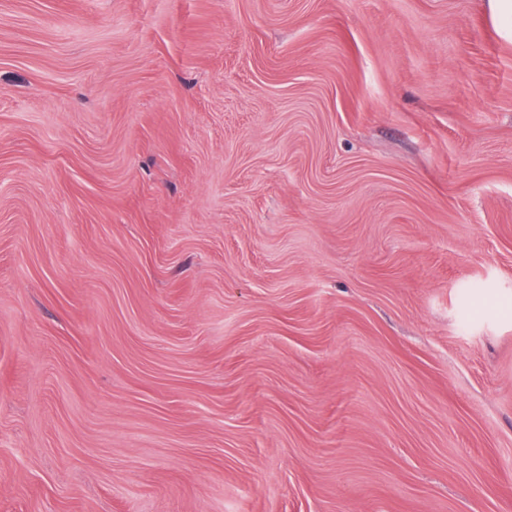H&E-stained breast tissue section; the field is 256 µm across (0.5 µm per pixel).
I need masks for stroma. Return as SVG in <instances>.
<instances>
[{"instance_id":"stroma-1","label":"stroma","mask_w":512,"mask_h":512,"mask_svg":"<svg viewBox=\"0 0 512 512\" xmlns=\"http://www.w3.org/2000/svg\"><path fill=\"white\" fill-rule=\"evenodd\" d=\"M0 512H512V0H0Z\"/></svg>"}]
</instances>
